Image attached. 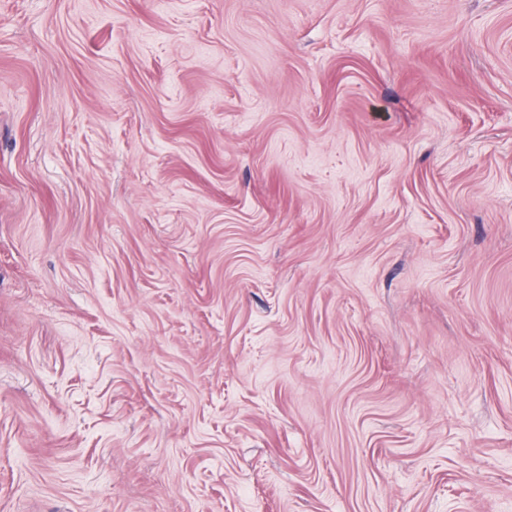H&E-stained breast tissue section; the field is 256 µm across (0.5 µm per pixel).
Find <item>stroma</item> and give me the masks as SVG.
I'll return each mask as SVG.
<instances>
[{"label": "stroma", "instance_id": "obj_1", "mask_svg": "<svg viewBox=\"0 0 512 512\" xmlns=\"http://www.w3.org/2000/svg\"><path fill=\"white\" fill-rule=\"evenodd\" d=\"M0 512H512V0H0Z\"/></svg>", "mask_w": 512, "mask_h": 512}]
</instances>
